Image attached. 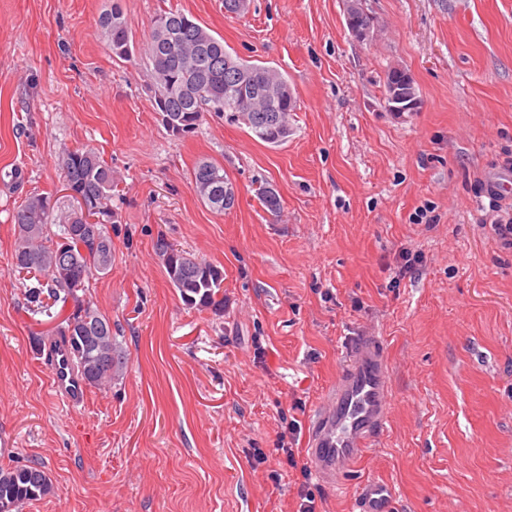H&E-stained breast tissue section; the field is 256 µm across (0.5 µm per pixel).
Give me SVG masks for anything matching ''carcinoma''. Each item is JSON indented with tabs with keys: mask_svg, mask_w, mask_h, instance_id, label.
I'll return each instance as SVG.
<instances>
[{
	"mask_svg": "<svg viewBox=\"0 0 512 512\" xmlns=\"http://www.w3.org/2000/svg\"><path fill=\"white\" fill-rule=\"evenodd\" d=\"M99 25L112 54L122 60L133 59L136 44L131 24L118 4L103 13ZM175 40V48L159 55L158 42ZM145 58L152 66L153 98L163 105L155 107L164 126L175 135L193 132L204 114L223 115L232 123L245 125L260 141L279 145L290 133L289 113L296 111L291 86L285 94L264 103L278 123L259 122L258 98L251 86L226 66L231 60L248 79L266 84L272 78L286 80L278 69L251 63L224 48V39L216 38L201 23L178 11H162L150 22ZM64 187L73 201L62 219L61 233L53 239L48 230L50 198L28 197L13 213L17 239L13 265L32 276L36 285L28 288L30 303L72 300L74 310L60 327L58 335L68 342L73 360L85 383L97 389L112 385L123 362L112 347V324L106 315L80 296L90 280L106 275L112 268V237L107 224L112 220L114 174L112 167L94 150L79 148L64 151L59 159ZM224 167L202 160L191 173L196 195L216 212L231 208L234 196L224 193ZM86 205H81L79 199ZM159 253L173 287L192 307L224 310V273L166 242ZM97 336L96 348L87 346V337ZM52 491L50 478L38 464L0 468V512H20L23 505L47 496Z\"/></svg>",
	"mask_w": 512,
	"mask_h": 512,
	"instance_id": "carcinoma-1",
	"label": "carcinoma"
}]
</instances>
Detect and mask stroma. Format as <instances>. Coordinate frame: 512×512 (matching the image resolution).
Here are the masks:
<instances>
[{
  "label": "stroma",
  "instance_id": "obj_1",
  "mask_svg": "<svg viewBox=\"0 0 512 512\" xmlns=\"http://www.w3.org/2000/svg\"><path fill=\"white\" fill-rule=\"evenodd\" d=\"M119 5L145 47L176 10L231 53L288 77L292 132L278 146L205 114L173 136L149 66L115 57L99 17ZM0 0V466L42 464L54 491L23 512H356L362 482L393 512H512V249L481 223L512 149V0ZM421 104L397 117L388 71ZM112 166V270L85 292L124 357L79 411L50 390L41 352L72 303L34 311L13 266L27 196L66 208L59 158ZM224 167L235 204L195 195L198 161ZM273 187L281 209L259 191ZM165 240L224 274V310L187 306L156 250ZM416 255L402 275L400 250ZM364 331L390 366L389 422L340 488L291 468L275 444L301 431ZM268 460L254 465L252 452Z\"/></svg>",
  "mask_w": 512,
  "mask_h": 512
}]
</instances>
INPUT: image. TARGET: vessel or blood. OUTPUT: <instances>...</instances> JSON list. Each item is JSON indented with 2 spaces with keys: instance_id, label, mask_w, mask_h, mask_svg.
Listing matches in <instances>:
<instances>
[{
  "instance_id": "b4317fda",
  "label": "vessel or blood",
  "mask_w": 512,
  "mask_h": 512,
  "mask_svg": "<svg viewBox=\"0 0 512 512\" xmlns=\"http://www.w3.org/2000/svg\"><path fill=\"white\" fill-rule=\"evenodd\" d=\"M54 395L70 409L86 396L85 383L65 346L45 360ZM389 363L380 337L367 332L347 347L344 365L313 414L304 454L317 480L338 486L341 477L363 457L384 430L390 414ZM392 489L378 481L364 482L358 492L359 512H389Z\"/></svg>"
}]
</instances>
